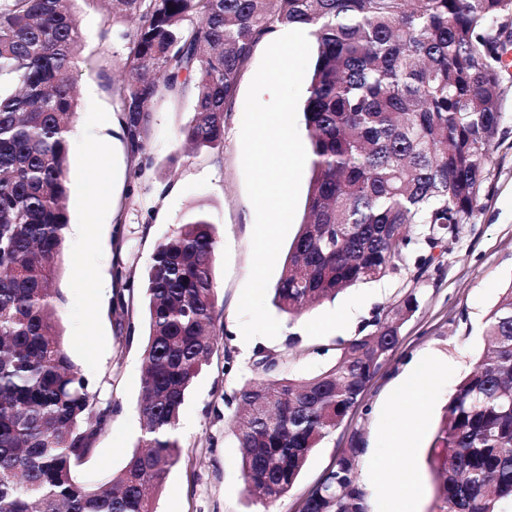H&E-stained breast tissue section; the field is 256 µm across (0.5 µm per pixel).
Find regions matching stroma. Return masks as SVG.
<instances>
[{"label":"stroma","mask_w":512,"mask_h":512,"mask_svg":"<svg viewBox=\"0 0 512 512\" xmlns=\"http://www.w3.org/2000/svg\"><path fill=\"white\" fill-rule=\"evenodd\" d=\"M77 18L84 41L75 71L78 115L68 157L69 223L63 251L59 308L70 356L92 391L111 412L75 475L95 488L111 480L142 436L139 405L142 356L147 341L144 280L157 244L198 210L214 225L217 247L213 278L223 305L224 331L236 355L225 369L222 353L196 379L182 410L178 462L168 473L157 512H298L343 448L358 442L357 476L368 512H429L434 484L427 453L438 421L459 381L480 353L482 326L502 288L512 281V64L499 79L505 115L491 146L481 207L436 255L427 274L405 272L362 284L291 319L279 315L276 338L244 341L238 304L251 268L254 208L248 198L239 138L245 97L261 62L256 45L225 114L224 144L191 150L181 128L194 112L192 94L164 97L151 106L146 149L133 154L120 128V62L111 39L101 38L108 21L100 0H80ZM134 282V296L117 300L116 269ZM417 312L401 328L400 343L369 384L364 403L313 449L296 487L272 506L244 491L241 450L224 399L252 379L257 347L288 351L284 375L309 377L330 364L316 354L368 331L377 314L408 294ZM413 435V459L403 466L395 434Z\"/></svg>","instance_id":"stroma-1"}]
</instances>
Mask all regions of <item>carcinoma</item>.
Here are the masks:
<instances>
[{
	"mask_svg": "<svg viewBox=\"0 0 512 512\" xmlns=\"http://www.w3.org/2000/svg\"><path fill=\"white\" fill-rule=\"evenodd\" d=\"M80 0H0V512H156L180 457L188 392L218 347L233 350L212 277L206 213L160 241L146 278L140 449L107 488L74 465L110 407L75 368L59 318L69 138L77 114ZM104 30L125 71L127 136L144 151L147 104L196 90L182 130L197 148L224 142V112L262 36L303 24L315 37L304 107L312 177L307 214L275 288L295 316L359 283L410 268L478 211L490 144L503 120L502 36L512 0H108ZM418 309L408 295L372 329L336 343L308 378L282 377L288 355L255 349L237 405L246 491L264 504L290 492L311 451L341 425ZM484 352L456 386L428 453L430 512H512V284L483 323ZM358 443L342 450L300 512H368Z\"/></svg>",
	"mask_w": 512,
	"mask_h": 512,
	"instance_id": "1",
	"label": "carcinoma"
}]
</instances>
